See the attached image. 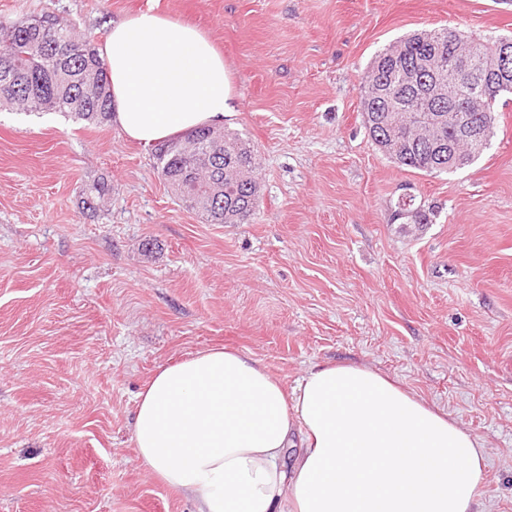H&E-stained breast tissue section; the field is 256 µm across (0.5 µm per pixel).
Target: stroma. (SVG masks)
Listing matches in <instances>:
<instances>
[{
    "instance_id": "obj_1",
    "label": "stroma",
    "mask_w": 512,
    "mask_h": 512,
    "mask_svg": "<svg viewBox=\"0 0 512 512\" xmlns=\"http://www.w3.org/2000/svg\"><path fill=\"white\" fill-rule=\"evenodd\" d=\"M149 9L223 54L259 206L205 223L114 125L0 108V512H193L132 422L159 367L216 346L290 386L333 361L396 378L481 439L480 512H512V102L440 175L400 168L361 111L379 51L418 29L512 37V0H0L100 45ZM96 180L112 199L89 210ZM404 195L429 224L396 216Z\"/></svg>"
}]
</instances>
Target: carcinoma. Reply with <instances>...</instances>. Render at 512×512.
<instances>
[{"label": "carcinoma", "instance_id": "cac0c4a2", "mask_svg": "<svg viewBox=\"0 0 512 512\" xmlns=\"http://www.w3.org/2000/svg\"><path fill=\"white\" fill-rule=\"evenodd\" d=\"M462 46L454 42L448 29H425L401 38L380 51L366 71V87L387 86L381 102L362 108L368 136L378 149L399 166L431 174L452 173L448 159H440L431 146L448 140V126L435 128L426 120H406L423 86L405 88L398 82L400 66L421 67L432 60L436 69L423 73L424 81L448 78V61ZM502 93L488 90L487 112L478 113L477 126L496 115ZM0 107L25 112H59L90 125L104 126L112 119V95L107 68L97 44L75 27L54 16L25 20L0 18ZM215 131L198 128L180 138L183 153L169 148L170 141L154 147V169L173 197L195 209L209 224H247L255 214L260 182L254 175L255 154L240 136L225 132L224 148L217 161L198 176H190V161L213 147ZM470 151L474 161L490 145L475 146L450 139ZM112 196V185L96 181L86 189V201L99 205ZM399 215L411 216L417 224L429 221L426 213L413 207L412 200L399 202Z\"/></svg>", "mask_w": 512, "mask_h": 512}]
</instances>
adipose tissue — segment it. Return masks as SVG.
<instances>
[{
	"mask_svg": "<svg viewBox=\"0 0 512 512\" xmlns=\"http://www.w3.org/2000/svg\"><path fill=\"white\" fill-rule=\"evenodd\" d=\"M101 54L130 140L235 113L224 57L196 26L149 9L113 22ZM132 440L195 512H477L487 459L448 411L375 368L325 363L288 387L229 347L160 367Z\"/></svg>",
	"mask_w": 512,
	"mask_h": 512,
	"instance_id": "1",
	"label": "adipose tissue"
}]
</instances>
